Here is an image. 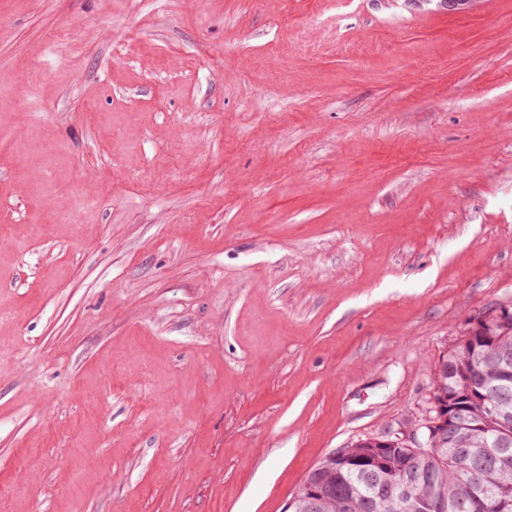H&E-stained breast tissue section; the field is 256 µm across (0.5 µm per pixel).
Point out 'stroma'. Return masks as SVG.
<instances>
[{
  "label": "stroma",
  "instance_id": "obj_1",
  "mask_svg": "<svg viewBox=\"0 0 512 512\" xmlns=\"http://www.w3.org/2000/svg\"><path fill=\"white\" fill-rule=\"evenodd\" d=\"M0 512H289L512 307V0H0Z\"/></svg>",
  "mask_w": 512,
  "mask_h": 512
}]
</instances>
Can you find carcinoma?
I'll return each mask as SVG.
<instances>
[{"label":"carcinoma","instance_id":"cac0c4a2","mask_svg":"<svg viewBox=\"0 0 512 512\" xmlns=\"http://www.w3.org/2000/svg\"><path fill=\"white\" fill-rule=\"evenodd\" d=\"M496 348L483 357L470 354L459 341L442 356L447 366L445 390L469 421L481 426V437L500 444L484 448L457 433L436 452L422 453L416 467L417 492L437 505L432 512H512V318L497 325ZM409 457L390 447L371 480L336 466L330 454L307 475L290 505L292 512H421L414 499L391 497Z\"/></svg>","mask_w":512,"mask_h":512}]
</instances>
